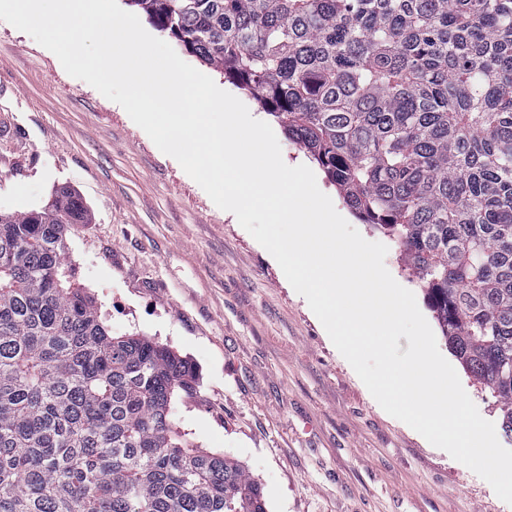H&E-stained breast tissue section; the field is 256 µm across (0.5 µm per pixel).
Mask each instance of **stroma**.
Returning a JSON list of instances; mask_svg holds the SVG:
<instances>
[{"label": "stroma", "mask_w": 512, "mask_h": 512, "mask_svg": "<svg viewBox=\"0 0 512 512\" xmlns=\"http://www.w3.org/2000/svg\"><path fill=\"white\" fill-rule=\"evenodd\" d=\"M66 186L92 221L67 234L72 285L113 335L196 369L176 425L236 458L268 512H512L386 413L271 254L117 103L0 20V214Z\"/></svg>", "instance_id": "35a3bbf8"}]
</instances>
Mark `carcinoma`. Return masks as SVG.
Listing matches in <instances>:
<instances>
[{"mask_svg": "<svg viewBox=\"0 0 512 512\" xmlns=\"http://www.w3.org/2000/svg\"><path fill=\"white\" fill-rule=\"evenodd\" d=\"M388 236L512 436V0H130ZM71 189L0 214V512H267L175 427L192 365L68 284Z\"/></svg>", "mask_w": 512, "mask_h": 512, "instance_id": "1", "label": "carcinoma"}]
</instances>
